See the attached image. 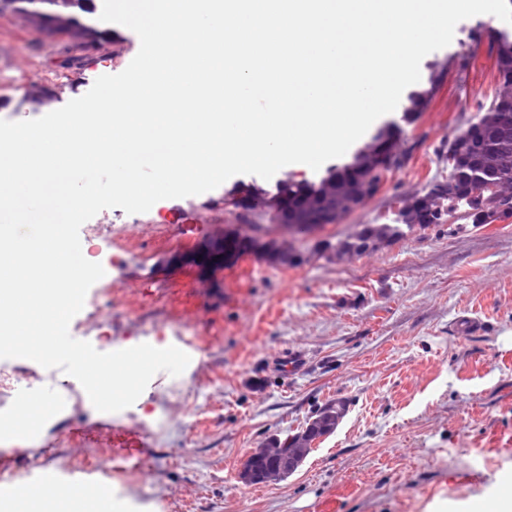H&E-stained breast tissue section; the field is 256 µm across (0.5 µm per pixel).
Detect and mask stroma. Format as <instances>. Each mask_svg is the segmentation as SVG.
Listing matches in <instances>:
<instances>
[{"instance_id":"stroma-1","label":"stroma","mask_w":512,"mask_h":512,"mask_svg":"<svg viewBox=\"0 0 512 512\" xmlns=\"http://www.w3.org/2000/svg\"><path fill=\"white\" fill-rule=\"evenodd\" d=\"M111 34L84 64L64 66L67 39L43 38L11 13L0 14V119L43 116L25 93L37 82L58 105L84 95L105 74L122 72L140 41ZM512 24L482 14L460 21L452 42L425 56L422 78L443 76L415 123L400 112L378 118L411 146L405 167L363 207L315 235L299 238L301 265L258 260L245 305L224 303V276H200L178 259L186 248L237 228L225 198L262 185L236 175L201 195L156 202L148 212L120 208L94 216L102 252L121 250L112 273V305L95 324L73 318L69 332L100 352L156 341L202 350L177 377L157 373L129 408L102 413L62 370L27 359H1L17 379L0 392V418L25 397L54 396L33 433L0 436L12 486L52 465L87 493L109 489L123 512H315L335 499L337 512H464L494 492L512 470V217L473 224L454 214L442 224L404 230L375 251L342 262L315 257L364 224H388L394 197L421 192L442 172L438 153L498 89L496 44ZM215 300L200 324L172 335L162 292L186 280ZM479 311L486 331L461 336L455 319ZM342 400L336 431L316 442L289 478L246 482L250 454L273 434L300 430L325 403ZM139 432L147 466L113 458L106 440L70 438L100 421Z\"/></svg>"}]
</instances>
